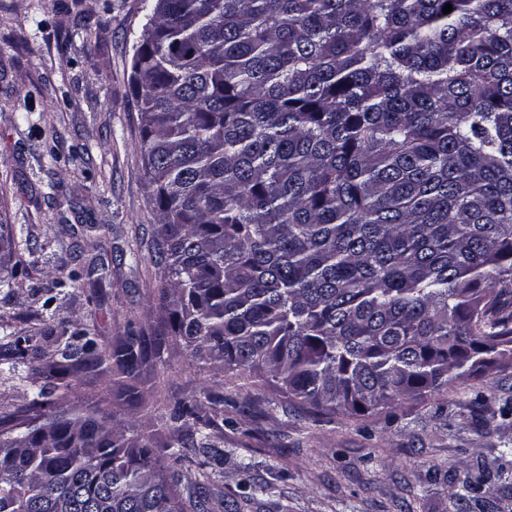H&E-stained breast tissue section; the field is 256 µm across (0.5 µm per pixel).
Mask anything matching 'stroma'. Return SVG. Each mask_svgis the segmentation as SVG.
<instances>
[{"mask_svg":"<svg viewBox=\"0 0 512 512\" xmlns=\"http://www.w3.org/2000/svg\"><path fill=\"white\" fill-rule=\"evenodd\" d=\"M151 0H0V224L15 230L26 277L0 287V411L26 407L51 359L43 331L79 321L98 342L157 320L160 283L149 276L158 224L142 177L139 107L130 91L135 46ZM111 259L102 286L68 287L74 254ZM32 348L23 362L12 341ZM67 400L145 438L167 462L174 404L219 385L227 396L268 388L225 379L168 343L140 369L139 398L111 372L69 375ZM486 402L472 412L477 392ZM224 463L208 483L209 512L239 496L238 464L271 483L242 512H512V369L461 379L436 399L371 417L290 405L244 415L224 409ZM482 480L468 506L453 495Z\"/></svg>","mask_w":512,"mask_h":512,"instance_id":"1","label":"stroma"}]
</instances>
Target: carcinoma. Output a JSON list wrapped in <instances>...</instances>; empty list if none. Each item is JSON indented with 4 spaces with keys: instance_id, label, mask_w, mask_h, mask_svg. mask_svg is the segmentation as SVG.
<instances>
[{
    "instance_id": "carcinoma-1",
    "label": "carcinoma",
    "mask_w": 512,
    "mask_h": 512,
    "mask_svg": "<svg viewBox=\"0 0 512 512\" xmlns=\"http://www.w3.org/2000/svg\"><path fill=\"white\" fill-rule=\"evenodd\" d=\"M131 90L157 324L113 346L43 332L37 398L0 415V512H207L210 472L178 490L197 450L224 459L197 399L166 467L50 401L107 362L134 389L158 336L315 414L512 368V0H154Z\"/></svg>"
}]
</instances>
